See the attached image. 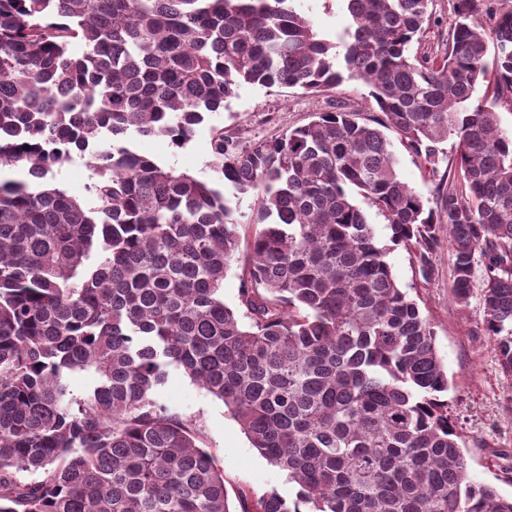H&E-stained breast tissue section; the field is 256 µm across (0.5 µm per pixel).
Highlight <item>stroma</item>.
Instances as JSON below:
<instances>
[{
  "instance_id": "stroma-1",
  "label": "stroma",
  "mask_w": 512,
  "mask_h": 512,
  "mask_svg": "<svg viewBox=\"0 0 512 512\" xmlns=\"http://www.w3.org/2000/svg\"><path fill=\"white\" fill-rule=\"evenodd\" d=\"M296 6L327 39H337L349 25L343 0H297ZM340 108L357 112L365 122L380 116L368 87L356 80L343 82L320 95L294 88L267 89L245 84L224 111L196 126L183 147L173 146L164 136L136 135L131 144L139 153L177 171L206 176L210 173L213 127H223L225 139L241 148L280 137L309 123L314 113ZM386 135L398 159L401 180L422 196L426 206H434L438 195L448 187L447 162L429 169L423 158L404 146L396 131L387 130ZM364 212L378 243L389 249L387 261L399 288L417 302L433 326L435 343L448 371V408L457 421L470 477L495 485L504 496H512V478L505 474L512 461L496 455L500 449L512 451V377L501 372L494 344L481 334L483 308L479 295H472L468 306L457 304L450 290L451 257L447 245H440L432 258L431 278H423L412 251L392 245V232L385 218L369 206ZM154 397L196 424L204 448L224 472L232 512L239 508L238 493L242 490L260 496L275 489L284 496H293L294 488L285 475L251 447L223 402L194 384L181 370L170 369Z\"/></svg>"
}]
</instances>
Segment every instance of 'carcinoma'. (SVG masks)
Instances as JSON below:
<instances>
[{
	"label": "carcinoma",
	"instance_id": "1",
	"mask_svg": "<svg viewBox=\"0 0 512 512\" xmlns=\"http://www.w3.org/2000/svg\"><path fill=\"white\" fill-rule=\"evenodd\" d=\"M292 2L0 0V512H230L191 421L154 399L171 367L297 487L241 491V512H512L470 478L433 327L356 202L425 276L448 236L452 294L480 291L512 376V133L497 112H512V5L454 0L432 56L413 51L430 0H343L335 42ZM347 80L385 120L317 112L245 149L217 128L211 177L129 144L185 145L244 83ZM389 128L433 167L452 140L440 212L399 179ZM74 154L91 159L88 202L47 181ZM247 193L242 259L232 198Z\"/></svg>",
	"mask_w": 512,
	"mask_h": 512
}]
</instances>
